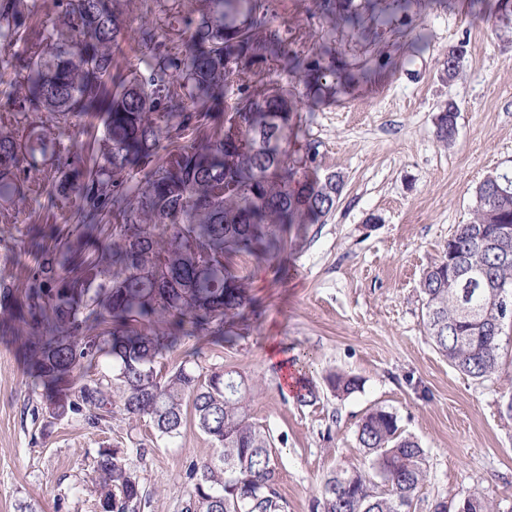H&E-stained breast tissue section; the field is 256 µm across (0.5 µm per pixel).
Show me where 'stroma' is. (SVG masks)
Returning <instances> with one entry per match:
<instances>
[{
	"label": "stroma",
	"instance_id": "stroma-1",
	"mask_svg": "<svg viewBox=\"0 0 512 512\" xmlns=\"http://www.w3.org/2000/svg\"><path fill=\"white\" fill-rule=\"evenodd\" d=\"M497 0H439L404 11L380 0L389 21L370 39L332 28L311 0H272V21L292 47L315 54L331 37L350 70L375 72L316 111L303 113L296 145H312L313 170L341 172L345 188L322 224L293 226L279 270L236 258L252 300L234 345H207L196 368L224 367L259 384L251 415L276 438L279 489L288 512H311L321 479L345 459L362 463L355 430L365 410L392 411L404 434L426 451L428 476L415 512L439 498L472 490L512 508V335L502 334V365L491 379L463 378L428 340L419 282L443 255L449 235L469 223L475 186L493 170H512V22L487 13ZM460 50V75L443 61ZM458 107L457 142L434 139L437 113ZM0 129L22 140L69 145L71 130L47 112H0ZM76 203L58 195L54 208L0 200V276L27 282L31 247L66 230ZM16 333L0 335V512H99L97 452H124L149 494L144 512H183L192 489L187 469L212 445L194 424L170 441L148 423L129 424L120 410L99 427L82 415L47 413L27 376ZM278 346L314 380L342 370L363 378L361 391L331 393L299 405L267 365Z\"/></svg>",
	"mask_w": 512,
	"mask_h": 512
}]
</instances>
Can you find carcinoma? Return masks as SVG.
<instances>
[{
    "mask_svg": "<svg viewBox=\"0 0 512 512\" xmlns=\"http://www.w3.org/2000/svg\"><path fill=\"white\" fill-rule=\"evenodd\" d=\"M129 0H59L43 40L60 44L36 59L0 51V70L26 71L24 94L0 93V112H51L75 127L104 107V134L91 154L74 145L57 153L68 190L78 200L66 236L42 247L26 287L0 278V319L29 329L24 346L30 375L55 390L53 419L70 413L97 427L122 412L146 422L161 439L180 435L191 408L214 452L192 464L185 512H286L278 489L275 437L252 420L258 384L236 370L202 375L188 364L199 349L169 367L167 354L184 338L232 340L250 302L234 258L271 261L285 251L292 224H317L333 213L345 182L338 172L308 171L311 149L290 153L303 111L298 84L326 97L328 76L345 70L327 45L315 59L288 46L272 26L270 0H196L191 16L181 0L167 9L172 36L145 26L136 42L149 53L146 71L128 64L112 72L127 41ZM33 0H0V46L26 39ZM331 25L372 28L346 0H313ZM296 82L273 77L278 67ZM266 76L251 88L246 79ZM458 108L450 102L435 122V138L454 145ZM42 139L21 141L0 131V199H29ZM474 190L472 221L448 237L442 260L419 282L426 335L448 364L472 380L500 366L498 309L512 308V263L492 244L512 226V173H493ZM103 357L112 375L93 377ZM344 399L363 387L345 372L326 376ZM307 377L296 381L299 403L317 401ZM367 461H340L321 481L311 512H412L427 480L424 448L400 430L395 413L370 408L355 430ZM100 512H143L147 493L117 449L96 460Z\"/></svg>",
    "mask_w": 512,
    "mask_h": 512,
    "instance_id": "cac0c4a2",
    "label": "carcinoma"
}]
</instances>
